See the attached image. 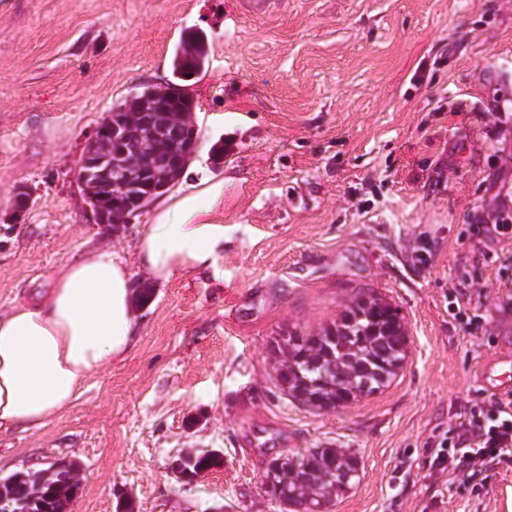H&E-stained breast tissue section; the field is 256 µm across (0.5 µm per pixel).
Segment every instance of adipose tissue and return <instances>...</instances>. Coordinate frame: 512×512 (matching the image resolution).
Listing matches in <instances>:
<instances>
[{
  "label": "adipose tissue",
  "mask_w": 512,
  "mask_h": 512,
  "mask_svg": "<svg viewBox=\"0 0 512 512\" xmlns=\"http://www.w3.org/2000/svg\"><path fill=\"white\" fill-rule=\"evenodd\" d=\"M223 183L165 202L139 238L136 256L154 280L211 264L224 246L213 214ZM137 319L126 262L93 250L61 266L45 295L0 313V433L40 430L78 398L89 374L123 358Z\"/></svg>",
  "instance_id": "1"
}]
</instances>
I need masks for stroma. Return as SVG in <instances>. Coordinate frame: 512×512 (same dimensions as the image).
<instances>
[{
  "instance_id": "35a3bbf8",
  "label": "stroma",
  "mask_w": 512,
  "mask_h": 512,
  "mask_svg": "<svg viewBox=\"0 0 512 512\" xmlns=\"http://www.w3.org/2000/svg\"><path fill=\"white\" fill-rule=\"evenodd\" d=\"M194 30L210 44L189 86L199 146L171 192L223 180L224 250L152 284L133 349L49 427L1 437L0 473L80 461L73 512H116L123 493L134 512H282L268 460L329 444L360 461L330 512H497L512 466L488 467L478 491L431 474L426 442L494 398L481 370L512 355V263L490 229L512 212V0H274L258 15L237 0H0V312L100 247L149 282L135 248L153 206L112 232L75 170L113 102L163 82ZM458 279L486 291L481 330L448 312ZM368 290L404 317L396 379L336 411L292 403L272 338L318 330ZM192 448L224 465L185 484L169 465Z\"/></svg>"
}]
</instances>
